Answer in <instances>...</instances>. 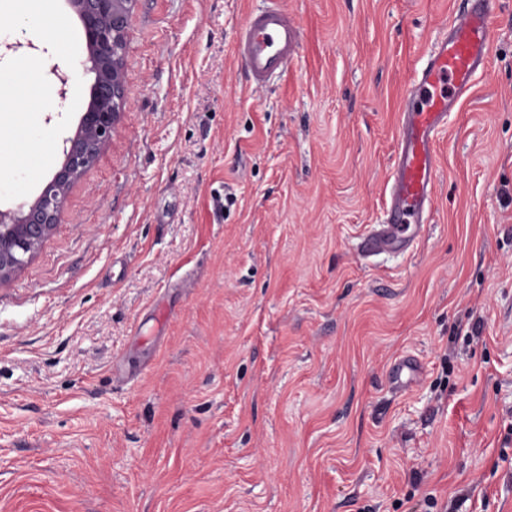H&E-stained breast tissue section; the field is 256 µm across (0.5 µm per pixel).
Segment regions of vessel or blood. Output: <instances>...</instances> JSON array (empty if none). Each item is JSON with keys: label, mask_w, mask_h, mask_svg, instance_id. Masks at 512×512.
<instances>
[{"label": "vessel or blood", "mask_w": 512, "mask_h": 512, "mask_svg": "<svg viewBox=\"0 0 512 512\" xmlns=\"http://www.w3.org/2000/svg\"><path fill=\"white\" fill-rule=\"evenodd\" d=\"M494 0H471L417 70L405 93L397 137L385 223L362 242L370 256L405 251L421 237L423 217L434 204L438 173L436 144L448 127V115L470 93L489 59ZM299 45L295 21L271 7L245 20L235 51L253 84L266 85L283 75Z\"/></svg>", "instance_id": "obj_1"}]
</instances>
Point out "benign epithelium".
<instances>
[{
	"instance_id": "obj_1",
	"label": "benign epithelium",
	"mask_w": 512,
	"mask_h": 512,
	"mask_svg": "<svg viewBox=\"0 0 512 512\" xmlns=\"http://www.w3.org/2000/svg\"><path fill=\"white\" fill-rule=\"evenodd\" d=\"M135 0H67L82 22L88 57L81 63L95 74L90 101L74 136L64 140L63 160L27 209L0 210V285L38 252L59 223L73 185L99 160L125 110L126 35ZM47 74L63 107L77 67L57 60L46 47Z\"/></svg>"
}]
</instances>
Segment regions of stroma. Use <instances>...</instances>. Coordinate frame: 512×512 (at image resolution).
<instances>
[{"instance_id": "35a3bbf8", "label": "stroma", "mask_w": 512, "mask_h": 512, "mask_svg": "<svg viewBox=\"0 0 512 512\" xmlns=\"http://www.w3.org/2000/svg\"><path fill=\"white\" fill-rule=\"evenodd\" d=\"M272 4L299 47L258 87L234 47ZM51 5L44 45L85 59ZM465 7L135 0L112 140L0 285V512H512V0L439 139L421 239L359 252L405 90ZM35 78L13 124L39 151L0 144L4 211L60 165L94 81L54 116Z\"/></svg>"}]
</instances>
